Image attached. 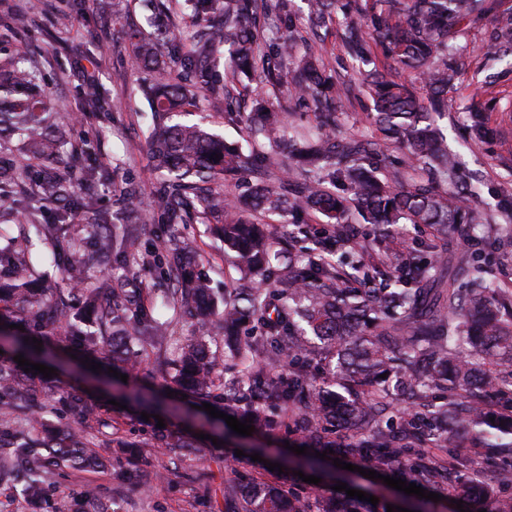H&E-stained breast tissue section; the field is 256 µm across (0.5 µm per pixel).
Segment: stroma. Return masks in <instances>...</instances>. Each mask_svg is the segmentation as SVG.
<instances>
[{"mask_svg": "<svg viewBox=\"0 0 512 512\" xmlns=\"http://www.w3.org/2000/svg\"><path fill=\"white\" fill-rule=\"evenodd\" d=\"M149 14L143 0H0V48L24 47L36 61L52 103L64 116V135L70 147L80 150L92 145L97 160L116 170L118 184L139 192L142 237L162 248L168 243V232L152 207L160 175L153 168L147 143L153 114L142 94L143 84L153 74L134 64L127 39L129 26L146 27ZM491 30V22H484L461 40L460 50L469 61L468 77L485 83L488 95L499 102V110L489 115L494 136L480 145L467 141L466 103L461 99L450 107L447 130L448 147L458 154L463 168L482 176L465 203L486 211L496 209L502 200L512 201V60L485 64L482 43ZM89 82L97 83L108 98V118L93 117L86 108L81 89ZM262 95L287 112L289 124L308 125L309 108L296 105L288 94L268 92L260 84L241 89L239 111L250 110ZM188 120L203 123L227 141L242 139L239 126L224 118L223 99L206 93H199ZM215 223V218H208L205 223L189 225L183 234L202 255L199 269L220 296L231 287L233 275L224 262V246L213 233ZM476 238L486 241L484 261L492 276L512 281V233L505 225H455L446 245L449 259L456 262L466 256ZM42 344L55 355L52 366L56 376L80 386L99 403L98 415L90 419L87 432L101 440L121 438L140 447L134 467L128 465L124 454L114 452L103 470L63 468L49 473V512H71L73 497L88 488L117 504L118 512H230L224 490L231 480L241 475L275 480L268 461L287 458L290 447L302 443L300 436L279 431L270 436L257 432L240 435L234 442L213 445L202 436L206 413L197 409V400L191 396L169 395L170 409L159 420L142 419L138 405L114 406L124 384L147 393L169 394L149 345H134L133 367L123 381L107 371L87 369L80 348L64 336L45 335ZM161 430L196 439L198 453L173 461L172 451L155 439ZM252 448L265 449L264 461L252 460L248 454ZM145 470L162 473V481L145 485L140 479Z\"/></svg>", "mask_w": 512, "mask_h": 512, "instance_id": "35a3bbf8", "label": "stroma"}]
</instances>
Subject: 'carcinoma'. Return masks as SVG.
Wrapping results in <instances>:
<instances>
[{"label":"carcinoma","mask_w":512,"mask_h":512,"mask_svg":"<svg viewBox=\"0 0 512 512\" xmlns=\"http://www.w3.org/2000/svg\"><path fill=\"white\" fill-rule=\"evenodd\" d=\"M190 19L206 25L204 39L188 41L178 28L132 36L138 66L157 74L142 92L155 118L149 137L154 168L166 173L153 196V207L172 230L174 248L140 249L136 223L116 225V213H93L87 235L78 237L68 213L90 202L75 183L110 184L114 171L85 150L65 151L58 134L60 112L51 104L39 69L16 49L0 64V136L19 139L22 161L0 171V200L29 222L18 225L26 247L0 249V318L25 328L4 331L10 356L40 363L31 331L62 327L68 339L89 353L127 361L128 338L161 346L168 330L149 315L129 317L119 299L122 282L110 271L123 265L131 279L158 271L172 283L163 299L190 316L199 334L219 317L224 346L236 356L238 380L231 384L215 373L206 340L190 336L182 355L165 363L172 381L202 397H214L224 412L273 432L285 429L318 450H333L363 461L374 470L421 487L448 486V500L462 501L467 512H512V497L498 495L478 476L468 455L448 451L464 432L483 444L494 460L512 449V297L481 263L485 241L473 243L465 262V284L458 283L448 257L428 259L436 242L456 224H489L495 215L463 204L466 174L448 144L439 119L448 112L462 84L463 62L455 53L459 39L485 18L495 31L486 57L512 56V7L501 0H306V22L313 33L344 19L343 40L349 58L360 64L346 77L296 34L291 0H186ZM270 20L279 34L263 40L256 22ZM286 90L312 108L319 132L296 133L289 143L297 177L277 189L270 183L271 157L277 153L284 115L264 98L245 116L226 106L225 119L243 124L244 149L197 125L171 120L174 112L195 106L197 93L230 98V86L252 81ZM369 102L367 119L375 140L336 137L339 109L359 97ZM85 104L106 114L110 104L90 85ZM498 101L471 95L468 138L474 144L492 135L487 113ZM399 145L390 158L380 142ZM218 155L219 160L211 159ZM63 160L70 177L41 160ZM249 171L254 183L231 199L211 189ZM67 209L53 223L38 219L47 202ZM128 217L140 216L134 189L119 194ZM224 215L217 225L224 256L239 274L237 286L224 289L223 310L216 314L212 288L198 272L201 255L177 245L179 228L194 219ZM319 214L333 229L312 235L298 257L278 245L271 224H300ZM376 226L367 246L369 261L352 254L365 251L354 237L351 216ZM398 224H422L433 241L407 251L393 247ZM66 259L63 273L79 285L89 320L72 315L61 300L49 297L51 285L41 268L49 259ZM100 271L86 275L88 266ZM288 371H277L282 361ZM394 396L411 404L393 430L385 414ZM134 404L162 407L159 394L124 391ZM69 414L72 425L58 427L44 414ZM96 409L55 379L0 363V475L25 482L32 507L45 502V478L52 467L91 471L109 459L94 448L82 426ZM347 430L346 443L326 441L333 428ZM224 497L241 512H387L367 501L331 494L314 502L301 499L281 482L229 485ZM77 512H109L88 490Z\"/></svg>","instance_id":"1"}]
</instances>
